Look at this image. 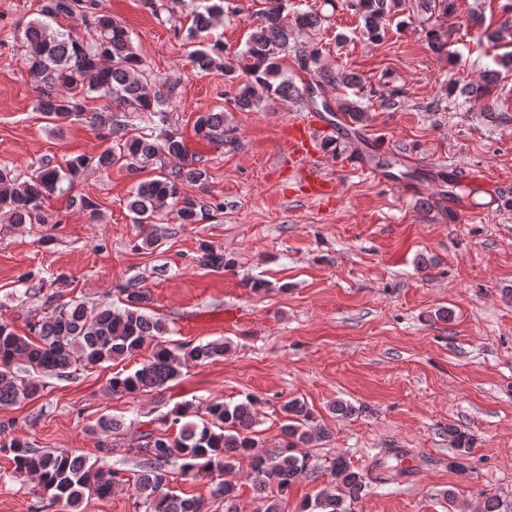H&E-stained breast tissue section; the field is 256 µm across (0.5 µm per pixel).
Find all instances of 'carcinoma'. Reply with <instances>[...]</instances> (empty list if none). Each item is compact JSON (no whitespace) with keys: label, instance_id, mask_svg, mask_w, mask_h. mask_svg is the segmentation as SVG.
<instances>
[{"label":"carcinoma","instance_id":"cac0c4a2","mask_svg":"<svg viewBox=\"0 0 512 512\" xmlns=\"http://www.w3.org/2000/svg\"><path fill=\"white\" fill-rule=\"evenodd\" d=\"M288 0H265V9L246 41V49L232 62L214 51L195 49L190 53L192 66L203 71H217L228 79L237 69L247 80L239 87L235 104L251 110L264 101L303 102L315 105L314 90L342 85L349 89L358 85V76L347 70H334L321 62L319 50L306 51L298 45V36L321 26L323 18L313 11H297L293 23L285 22L283 14ZM342 9L359 15L363 35L375 42L381 37L383 20L399 5L397 0H340ZM82 12L93 25L94 35L86 41L59 20ZM224 6L203 5L194 12L189 36L207 31ZM28 54L29 75L40 87L38 110L55 118H68L90 111L88 101L108 97L116 109L105 115L98 110L92 119L108 126L113 146L96 156L77 155L66 162L67 169L49 160L39 164L34 178L19 181L7 167H0V216L11 224L44 223V206L51 197L68 196L69 205L95 212L97 205L86 196L71 194L75 179L88 170L107 173L121 164L138 171L161 156L183 160V165L167 174L137 183L128 201L136 224H149L168 208L176 209L183 224H195L207 210L201 203L182 193L186 183L202 184L206 172L197 166L183 137L173 131L160 139L149 135L127 138V131L152 117L162 115L168 97L150 93L144 82L145 70L136 52L128 29L114 17L103 13L100 0H40L38 18L30 21L24 32ZM293 49L301 67L310 73L309 82L298 86L279 64L281 56ZM336 108L354 123L369 119L368 112L355 100L336 101ZM203 138L216 143L226 141L224 113L206 112L196 124ZM200 264L212 269L230 268L235 262L206 245L201 247ZM123 300L117 307L111 302L87 306L81 302H56L55 295L45 304L52 307L45 320L32 326L34 337L20 335L5 321L0 322V407L15 404L19 399L41 396L42 378L61 376L74 367H88L115 362L139 351L148 339L155 340L150 357L140 368L114 373L107 390L112 395H137L157 391L177 379L182 369L191 364L224 357L231 342L224 340L195 344L191 341L165 340V323L145 313L149 301L146 289L129 281L121 289ZM17 360L27 366L28 376L14 370ZM258 398L249 395L234 405L221 400L210 402L204 412L186 402L164 416L162 423L175 429V436L158 434L152 429L142 434L143 443L128 448L136 458L138 471L133 493L141 512H209L211 504L203 498L183 497L170 490L173 474L193 479L201 474L216 476L212 492L222 501L224 512H239L238 487L224 479L242 458L250 459L248 474L259 512H286L288 493L303 473H320L329 479L328 486L315 497L300 502L297 512H353L354 504L365 490L382 486L401 476L405 470L378 460L373 470L352 468L341 455L322 464H314L306 455L299 456V447H313L327 438V430L318 424L305 401L295 397L280 407V451L273 456H260L254 426ZM13 427L0 421V452L12 455L14 472L19 476H35L41 491V505L60 507L64 512H82L81 506L91 498L105 499L122 481L120 470L82 456L41 451L19 438H1ZM122 427V421L110 416L100 417L92 431L100 436L99 451L109 455L114 447L111 436ZM457 457L463 459L473 448V440L464 432L448 430ZM276 486V493L269 492Z\"/></svg>","mask_w":512,"mask_h":512}]
</instances>
